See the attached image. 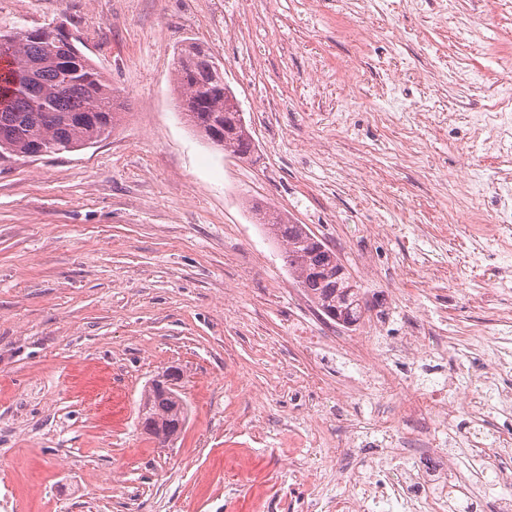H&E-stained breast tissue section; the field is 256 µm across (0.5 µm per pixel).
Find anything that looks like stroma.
Instances as JSON below:
<instances>
[{
    "label": "stroma",
    "instance_id": "obj_1",
    "mask_svg": "<svg viewBox=\"0 0 512 512\" xmlns=\"http://www.w3.org/2000/svg\"><path fill=\"white\" fill-rule=\"evenodd\" d=\"M58 25L125 108L101 142L0 165V512H330L395 395L477 389L512 337V266L465 222L512 179L473 128L512 96V0H0L2 30ZM188 37L253 160L185 123ZM253 202L336 250L363 322L315 311ZM443 313L465 358L395 351ZM171 365L190 414L163 447L137 408Z\"/></svg>",
    "mask_w": 512,
    "mask_h": 512
}]
</instances>
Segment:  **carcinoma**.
Returning a JSON list of instances; mask_svg holds the SVG:
<instances>
[{
  "instance_id": "cac0c4a2",
  "label": "carcinoma",
  "mask_w": 512,
  "mask_h": 512,
  "mask_svg": "<svg viewBox=\"0 0 512 512\" xmlns=\"http://www.w3.org/2000/svg\"><path fill=\"white\" fill-rule=\"evenodd\" d=\"M0 42V158H33L75 151L112 132L123 103L113 87L79 50L51 53L55 30L29 35L8 32ZM176 78L184 89L181 108L187 122L224 154L246 158L255 146L224 84L221 65L198 43L187 39L177 54ZM259 223L282 243L288 267L323 318L345 326L363 317L359 289L336 251L303 224L252 207ZM181 370L166 372L145 387L139 419L161 444L179 438L188 420Z\"/></svg>"
}]
</instances>
